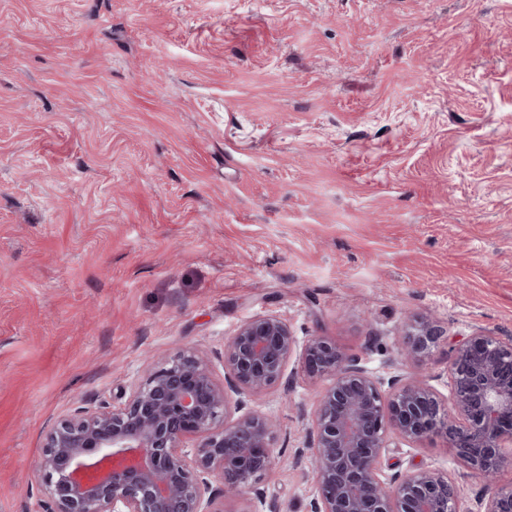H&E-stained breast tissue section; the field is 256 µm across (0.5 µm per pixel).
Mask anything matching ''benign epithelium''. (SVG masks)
<instances>
[{
    "instance_id": "obj_1",
    "label": "benign epithelium",
    "mask_w": 512,
    "mask_h": 512,
    "mask_svg": "<svg viewBox=\"0 0 512 512\" xmlns=\"http://www.w3.org/2000/svg\"><path fill=\"white\" fill-rule=\"evenodd\" d=\"M442 332L409 320L401 356L416 360ZM301 349L311 377L330 376L304 447L316 482L311 512H462L455 483L433 469L383 475L388 429L411 441L442 436L458 460L483 481L476 512H512V338L491 332L452 346L451 408L425 381L373 375L359 356L326 336L303 347L275 315L242 323L224 344V383L187 350L148 369L120 406L78 407L49 431L33 468L44 483L46 512H211L219 497L252 489L274 467L273 423L251 412L228 417L231 396L266 393L282 383ZM388 390H383V386ZM198 440L192 454L183 449Z\"/></svg>"
}]
</instances>
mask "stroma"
Segmentation results:
<instances>
[{
	"label": "stroma",
	"instance_id": "35a3bbf8",
	"mask_svg": "<svg viewBox=\"0 0 512 512\" xmlns=\"http://www.w3.org/2000/svg\"><path fill=\"white\" fill-rule=\"evenodd\" d=\"M274 314L450 401L448 349L512 336V0H0V512L31 463L146 358ZM443 336L400 360L409 317ZM248 401L281 455L224 512H310L291 459L328 379L293 353ZM384 469L484 492L445 439Z\"/></svg>",
	"mask_w": 512,
	"mask_h": 512
}]
</instances>
